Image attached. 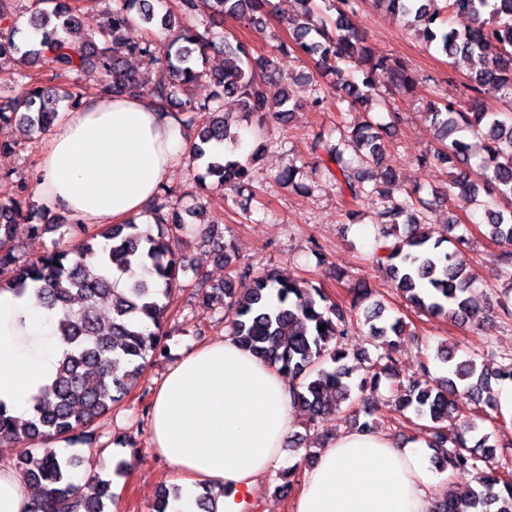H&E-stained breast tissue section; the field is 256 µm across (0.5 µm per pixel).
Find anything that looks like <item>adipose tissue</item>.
Segmentation results:
<instances>
[{
	"instance_id": "1",
	"label": "adipose tissue",
	"mask_w": 512,
	"mask_h": 512,
	"mask_svg": "<svg viewBox=\"0 0 512 512\" xmlns=\"http://www.w3.org/2000/svg\"><path fill=\"white\" fill-rule=\"evenodd\" d=\"M42 142L37 194L99 227L143 213L187 149L172 119L142 96L84 98ZM55 327V313L32 294L0 292V403L12 414H28L55 372ZM293 418L283 376L232 337L187 352L158 385L150 418L151 445L180 489L168 512H198L207 488L218 512H248L259 480L280 463ZM442 477L425 445L344 431L305 469L293 512H430Z\"/></svg>"
}]
</instances>
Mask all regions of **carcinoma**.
<instances>
[{"mask_svg": "<svg viewBox=\"0 0 512 512\" xmlns=\"http://www.w3.org/2000/svg\"><path fill=\"white\" fill-rule=\"evenodd\" d=\"M444 7H438V2ZM36 0L31 24L41 38L24 49L16 42L19 18L14 0H0V60L18 59L34 67L52 69L54 76L84 73L95 78L94 93L104 96H148L183 126H195L190 157L202 163L200 187L238 191L249 177L258 153L229 159L216 145L236 139L233 121L224 111L223 98L236 97L242 112L261 119L280 120L292 111L288 86L281 82V59L294 53L309 58L324 73L338 74L341 66L356 72L346 82L348 109L368 106L382 98L379 76L407 92L414 87L412 68L403 62L378 57L365 37L352 25L365 0H296L297 15L288 19V42L277 46L278 55L254 57L246 42L224 37V18L243 21L255 31L266 27L274 11L272 0H175L160 12L153 0H112L108 24L101 36L112 41V52L93 44L73 50L58 31L79 23L78 0ZM385 11L412 18L418 36L446 56L460 55L478 62L469 97L492 95L506 108L493 112L472 107L465 112L451 102L430 103L429 117L440 147L432 160L441 164L466 161L473 148L470 137L481 143L483 157L477 170L451 176L448 196L456 202L481 206L489 235L512 243V0H372ZM468 15L473 24L463 30L449 25L454 14ZM133 24L149 33L159 29L168 50L158 58L153 37L129 42L124 37ZM224 56V67H207L208 53ZM138 56L158 65L165 76L153 83L129 68L125 57ZM218 87L212 100L197 105L179 94L202 79ZM74 107L80 96L46 88L39 82L21 94L0 100V150L16 145L19 130L29 135L49 129L59 119V103ZM354 157L347 159L340 145L327 149L336 164L341 206L354 214L365 196L393 194L395 174L382 167L385 144L381 126L365 122L343 135ZM494 193L479 200L481 190ZM27 186L13 187L9 203L0 204V291L23 294L34 290L36 304L58 315L57 333L62 351L53 378L33 397L26 419L9 414L0 405V443L18 453L12 467L38 489L29 512H109L112 481L92 478L81 486L71 476L74 461L58 454L49 443L90 442L92 426L139 384L148 358L161 349L162 328L170 312L173 291L180 287L186 266L176 249L192 235L217 251L208 227L192 230L177 210L158 220L157 233L142 232L130 221L90 232L86 224H71L76 240L70 248L54 247L35 259L16 253L19 221L29 222L33 235L46 232L36 224L41 210L27 202ZM400 201L381 210L379 245L375 262L396 293L419 312L459 326L474 323L479 299L473 276L459 248L448 250L455 224L438 229L418 218L431 202L418 191L399 189ZM500 277L512 288V251L500 253ZM127 279L126 287H116ZM350 309L331 302L322 288L269 268L256 272L248 264L230 267L224 281L201 292L202 299L228 300L224 330L243 348L288 378L292 405L309 421L344 414L357 430L371 426L360 417L377 412L372 394L381 379L398 375L397 360L387 353L368 360L360 379L354 374L362 353L349 346L355 329L367 328L373 341L395 346L406 325L385 317L386 306L364 281L349 286ZM324 331H319L320 326ZM436 358L448 364L447 375L433 379L428 370L400 382L395 390L398 412L412 410L430 422L427 446L435 451L433 463L442 471L472 469L477 487L461 498L453 490L435 501L431 512H512V447L501 446L489 434H479V422L497 410L493 382L512 380V362L491 373L472 357L457 355L443 346ZM179 488L164 486L153 512H167Z\"/></svg>", "mask_w": 512, "mask_h": 512, "instance_id": "carcinoma-1", "label": "carcinoma"}]
</instances>
